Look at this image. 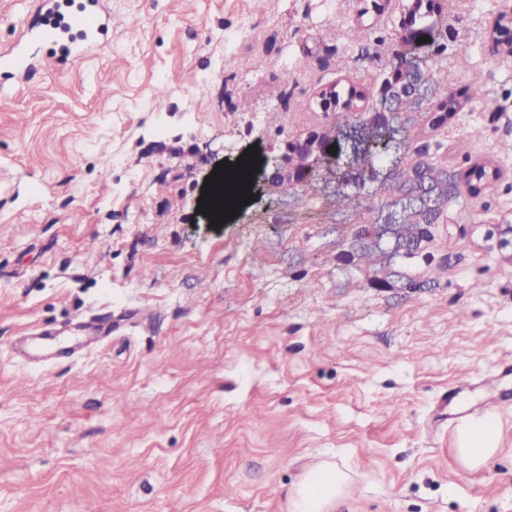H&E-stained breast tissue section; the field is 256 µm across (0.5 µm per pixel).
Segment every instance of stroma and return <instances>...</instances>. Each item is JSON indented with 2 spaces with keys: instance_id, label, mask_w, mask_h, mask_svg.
Returning <instances> with one entry per match:
<instances>
[{
  "instance_id": "1",
  "label": "stroma",
  "mask_w": 512,
  "mask_h": 512,
  "mask_svg": "<svg viewBox=\"0 0 512 512\" xmlns=\"http://www.w3.org/2000/svg\"><path fill=\"white\" fill-rule=\"evenodd\" d=\"M101 7L109 42L0 91V512H292L325 462L330 512H512L501 0ZM312 130L335 152L289 183ZM252 145L260 192L211 228L204 178ZM492 401L471 470L457 429ZM500 177L501 172L497 167L486 164L473 165L468 169L465 180L461 183V192L471 199H477L488 184ZM494 403L485 410H495ZM480 412L463 424L457 433L455 448L460 459L473 470L481 468L499 450L501 427L494 412ZM483 413V414H482ZM349 476L335 466L311 471L297 490L295 512H326L348 484Z\"/></svg>"
}]
</instances>
